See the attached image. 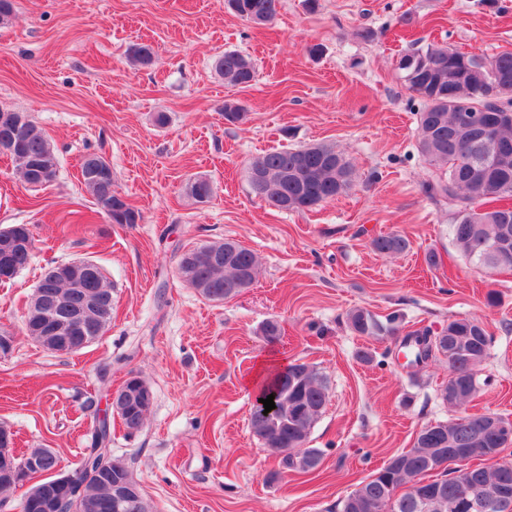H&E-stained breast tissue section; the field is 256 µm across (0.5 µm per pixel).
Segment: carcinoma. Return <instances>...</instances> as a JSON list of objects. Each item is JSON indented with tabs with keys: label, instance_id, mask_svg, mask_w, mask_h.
<instances>
[{
	"label": "carcinoma",
	"instance_id": "obj_1",
	"mask_svg": "<svg viewBox=\"0 0 512 512\" xmlns=\"http://www.w3.org/2000/svg\"><path fill=\"white\" fill-rule=\"evenodd\" d=\"M232 4L230 11L240 19L260 25L272 22L277 14L279 0H224ZM132 63L148 66L152 50L137 44L129 51ZM489 67L475 62V54L462 52L446 44L430 43L404 53L398 61L407 89L422 101L417 112L418 150L432 172L423 183L427 196L445 202L454 211L455 221L450 225L455 243L465 256L489 268L512 271V207L497 202L512 198V120L493 126L486 137L477 142L467 141L461 129L465 112L473 109L491 111V90L488 80L495 76L512 89V51H503L487 58ZM215 70L225 80L249 86L256 78L252 59L237 51H226L215 60ZM247 112L237 103H224V121L229 125L244 122ZM21 147L10 152L17 171L24 182L42 185L50 182L56 173L54 148L44 132L29 119L17 126L0 122V149L17 138ZM267 174L263 189L255 190L272 207L280 211H302L307 200L326 203L344 193L352 182V171L335 148L327 145L301 146L272 150L253 158ZM49 170V178L40 180V168ZM481 178L489 186L483 195L473 194L474 184ZM80 182L97 205L114 224H136L139 212L116 188L112 167L97 154L86 155L80 163ZM189 194L198 202H205L213 194V185L207 179H195L188 185ZM501 251L492 252L494 243ZM379 254L396 255L410 248V241L399 235H380L371 242ZM260 257L242 243L224 240V260L183 265L178 262L185 282L195 286L207 300L222 302L251 287L260 271ZM54 293L64 302L83 301L84 318L105 330L112 321V285L103 271L92 277L80 294L64 282L38 283L30 299L24 321L26 335L49 351H57L54 336L31 328L42 325L44 309L39 293ZM397 317L381 323L364 308H354L347 314L350 329L361 336L375 339L393 337L399 331ZM414 342L416 349L403 348L412 365L421 368L439 357H448V350L463 346L457 367V385L460 395L451 407L467 405L480 389V378H472L470 371L487 356L492 337L484 323L476 317L464 316L448 322V328L435 335L429 329L414 330L403 337V342ZM263 394L274 395L276 411L269 416L250 415L252 433L265 447L282 455L280 469L269 474L277 479L281 471L310 473L323 463V454L317 448L306 447L311 430L320 417L329 398L324 377L308 363L277 370L262 386ZM150 410L134 405L120 415L128 432L139 431ZM500 434L487 442V447L503 444L512 446V420L499 417ZM485 414L461 413L449 421H437L423 426L416 435L412 448L393 455L383 467L346 495L339 503L340 512H448L457 494L458 484L474 480L495 484L505 479L512 484V469L502 472L479 467L468 472L462 465H453L435 471L438 460L448 455L450 448H473L484 434ZM95 449L89 448L72 467L83 493L74 512H154L147 499H142L120 510L116 509L108 482L126 477L124 471L89 474L85 467L87 457ZM28 454L41 457V471L48 477L39 481L45 485L53 480L59 458L46 448H32ZM420 474L431 479V492L416 498L407 484Z\"/></svg>",
	"mask_w": 512,
	"mask_h": 512
}]
</instances>
